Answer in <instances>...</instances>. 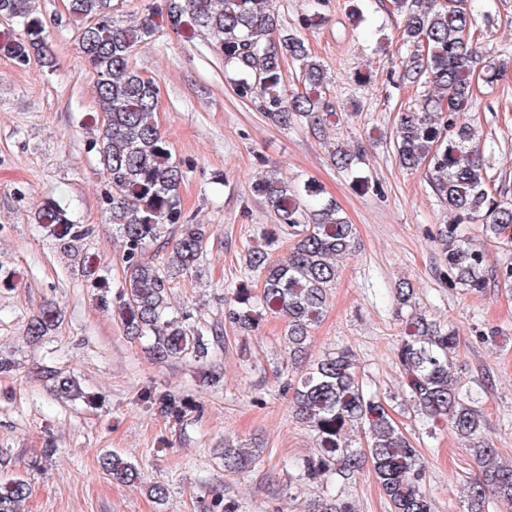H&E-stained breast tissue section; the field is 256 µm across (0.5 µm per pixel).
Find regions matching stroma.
<instances>
[{
  "instance_id": "1",
  "label": "stroma",
  "mask_w": 512,
  "mask_h": 512,
  "mask_svg": "<svg viewBox=\"0 0 512 512\" xmlns=\"http://www.w3.org/2000/svg\"><path fill=\"white\" fill-rule=\"evenodd\" d=\"M66 5L35 0L51 32L54 67L34 61L20 68L0 55V356L16 363L0 373V479L27 480L26 512H219L226 499L239 502L240 512H310L323 499L321 483L281 465L317 452L315 434L292 418L280 392L283 321L262 317L247 337L224 322L225 289L241 279L247 247L276 222L252 189L270 175L312 183L355 228L356 251L339 264L327 312L311 333L312 354L349 347L369 389L402 396L401 322L388 290L411 282L421 309L457 329L456 375L482 384L483 435L512 460V293L493 286L471 293L439 275L432 238L452 214L424 172L399 167L390 140L398 113L425 92L395 76L410 49L398 38L404 18L390 0H325L308 23L306 0L271 2L282 29L299 31L328 72L336 114L325 141L307 124L276 125L242 101L204 38L188 41L161 24L139 50L137 67L160 85L156 121L186 171L182 210L210 228L198 276L176 279L171 296L174 307L225 336L227 349L202 369L154 363L112 314L122 249L102 206L105 182L86 119L94 76ZM478 22L487 33L484 55L512 52V0H481ZM478 99L483 160L512 194V69ZM337 142L363 151L362 160L338 168L329 157ZM50 195L92 227L83 253L108 287L77 274L36 224L34 213ZM50 301L62 311L58 327L27 344L28 322ZM494 329L495 344L483 342ZM48 366L75 376L81 398L57 400L43 374ZM169 394L195 405L182 421L159 408ZM393 417L427 461L435 512H461L463 486L477 471L465 446L446 423L426 429L407 405H395ZM228 436L261 444V457L242 472H225ZM49 446L54 456L43 457ZM109 451L134 463L140 481L122 484L104 473L98 460ZM157 483L167 489L161 501L150 492Z\"/></svg>"
}]
</instances>
